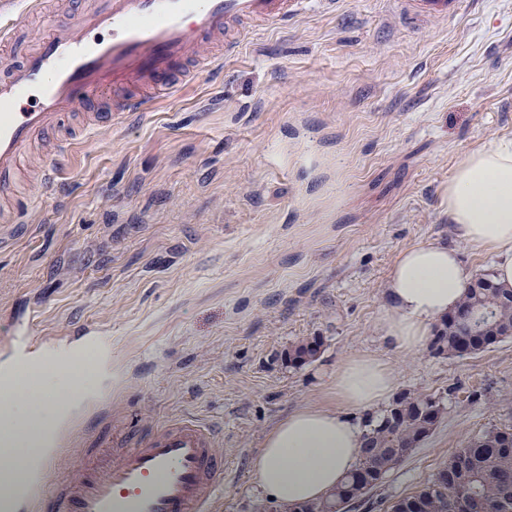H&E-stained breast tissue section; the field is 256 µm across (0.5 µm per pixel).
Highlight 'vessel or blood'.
Wrapping results in <instances>:
<instances>
[{
    "label": "vessel or blood",
    "mask_w": 512,
    "mask_h": 512,
    "mask_svg": "<svg viewBox=\"0 0 512 512\" xmlns=\"http://www.w3.org/2000/svg\"><path fill=\"white\" fill-rule=\"evenodd\" d=\"M414 21L454 18L462 0H398ZM43 0H8V30L42 12ZM336 0H73L63 19L49 18L22 58L0 54V198L15 196V175L29 146L56 132L78 107L92 113L89 127L58 137L39 178L42 199L62 190L59 171L74 138L94 140L133 112L148 110L160 94L182 87L185 64L206 55L212 68L237 56L256 24L288 25L312 10L332 11ZM219 52H210L213 40ZM9 355L0 363V395L32 397L31 372L42 362L66 368L112 358L104 332L77 326L55 334L42 329L36 310L7 327ZM214 426L180 418L127 434L125 447L105 470L84 469L76 482L47 486L56 467L48 451L32 468L0 483V512H215L224 460Z\"/></svg>",
    "instance_id": "vessel-or-blood-1"
}]
</instances>
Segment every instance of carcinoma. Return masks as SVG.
Instances as JSON below:
<instances>
[{
    "instance_id": "1",
    "label": "carcinoma",
    "mask_w": 512,
    "mask_h": 512,
    "mask_svg": "<svg viewBox=\"0 0 512 512\" xmlns=\"http://www.w3.org/2000/svg\"><path fill=\"white\" fill-rule=\"evenodd\" d=\"M489 281L486 286L472 283L468 288L461 307H473L489 315L484 324L491 332L484 343H477L469 335L468 327L458 321H443L434 326L432 343L436 349L453 357H464L484 351L503 342V330L512 329V288H498L492 281V275H485ZM320 344L301 343L288 352V362L303 364L316 357ZM400 413L395 425H390L389 414L378 418L367 417L364 424V443H373L364 447L357 468L347 480L327 499L306 505L295 506L288 510L275 507V512H327L330 506L335 512H351L369 503V496L377 483H364L360 476L367 471L376 479H381L394 467L405 461L429 437L435 427L432 422L420 416L424 410H432L435 415L442 413L440 398L429 394L404 392L393 401ZM512 435V428H490L461 442L459 448L448 457L444 468L454 466L457 455L466 457L468 466L455 473V485L449 489L433 488L427 482L412 495L392 503L389 512H408L411 500L423 502V512H453L454 500L460 496L472 494L479 496L497 512H512V447H502L505 435Z\"/></svg>"
}]
</instances>
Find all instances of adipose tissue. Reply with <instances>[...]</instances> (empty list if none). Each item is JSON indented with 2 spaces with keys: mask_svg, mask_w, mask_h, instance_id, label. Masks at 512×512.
Masks as SVG:
<instances>
[{
  "mask_svg": "<svg viewBox=\"0 0 512 512\" xmlns=\"http://www.w3.org/2000/svg\"><path fill=\"white\" fill-rule=\"evenodd\" d=\"M448 222L455 238L490 253L495 280L512 287V141L473 151L448 182ZM471 278L456 251L430 241L400 251L384 286L387 312L378 331L395 349L410 351L430 336L463 300ZM34 383L49 400L26 406L19 398L0 405V472L21 467L33 451L28 443L59 413L44 370ZM395 374L380 358L357 355L340 364L330 380L333 407L296 409L267 433L251 470L262 499L283 507L325 498L356 468L362 429L352 412L378 407L393 391Z\"/></svg>",
  "mask_w": 512,
  "mask_h": 512,
  "instance_id": "obj_1",
  "label": "adipose tissue"
}]
</instances>
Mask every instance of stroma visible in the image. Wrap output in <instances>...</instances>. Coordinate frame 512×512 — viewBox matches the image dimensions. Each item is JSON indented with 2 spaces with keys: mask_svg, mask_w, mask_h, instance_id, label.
<instances>
[{
  "mask_svg": "<svg viewBox=\"0 0 512 512\" xmlns=\"http://www.w3.org/2000/svg\"><path fill=\"white\" fill-rule=\"evenodd\" d=\"M111 135L75 144L63 195L33 211L21 181L0 226V331L38 309L49 330L112 340L107 416L58 448L54 482L101 468L135 427L196 416L219 427L217 512H258L250 463L270 428L328 406L347 358L393 367L396 392L440 397L434 433L374 491L388 512L461 439L512 428V339L463 358L388 347L376 326L397 254L439 240L472 276L490 254L457 241L448 181L474 150L512 140V0H465L416 27L382 0H342L248 37L238 57ZM321 340L292 366L288 348Z\"/></svg>",
  "mask_w": 512,
  "mask_h": 512,
  "instance_id": "stroma-1",
  "label": "stroma"
}]
</instances>
